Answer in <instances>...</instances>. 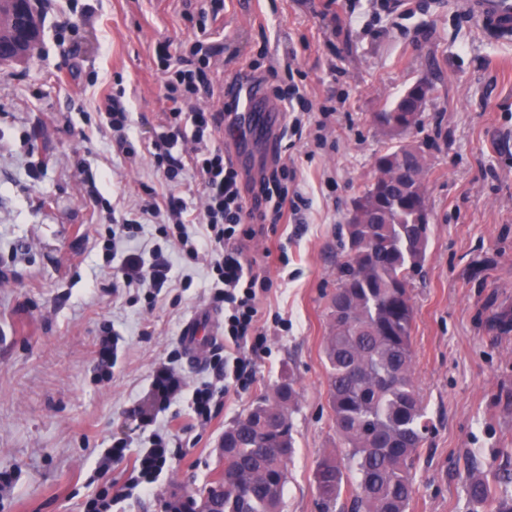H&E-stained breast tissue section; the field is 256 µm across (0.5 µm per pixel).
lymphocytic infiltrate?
I'll return each instance as SVG.
<instances>
[{
	"label": "lymphocytic infiltrate",
	"mask_w": 512,
	"mask_h": 512,
	"mask_svg": "<svg viewBox=\"0 0 512 512\" xmlns=\"http://www.w3.org/2000/svg\"><path fill=\"white\" fill-rule=\"evenodd\" d=\"M211 35L207 24H199L186 55H170L168 43L159 46L161 59L175 61L162 84L163 96L171 107L155 128L148 152L154 169L166 181L168 193L149 190L134 218L109 225L106 235L95 241L104 262L113 267V288L147 289L151 301L169 281L173 263L172 256L159 248L148 254L130 249V242L146 227H153L156 236L170 242L176 256L205 264L213 281L212 303L224 311V351L213 354L208 362L212 380L192 392V409L202 428L212 422L232 387L251 381V356L262 347L255 323L259 296L268 291L270 280L256 271L242 241L254 237L257 226L288 221L285 167L272 165L261 175L258 191H251L220 145L223 110L207 112L198 105L199 94L215 93V80L207 73ZM191 174L200 178L204 188L197 215L189 211L178 193ZM250 195L256 201L252 207L246 204ZM196 222L201 223V231H190V224ZM179 359V353L172 352L155 364L148 399L136 409L148 436L129 470L125 483L129 490H152L170 466L172 433L157 428L156 423L186 387L177 366Z\"/></svg>",
	"instance_id": "f902f5d3"
}]
</instances>
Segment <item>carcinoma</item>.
Wrapping results in <instances>:
<instances>
[{"mask_svg":"<svg viewBox=\"0 0 512 512\" xmlns=\"http://www.w3.org/2000/svg\"><path fill=\"white\" fill-rule=\"evenodd\" d=\"M12 9V0H0V39L10 34ZM408 150L398 145L375 163L399 166ZM356 203L382 216L340 231L344 260L328 304L324 355L329 404L347 448L318 461L314 483L322 512H331L346 491L353 493L352 512H406L415 492L413 462L427 432L413 373L409 292L429 243V226L414 223L426 196L421 184L397 190L378 181ZM299 397L290 374L224 430L223 490L199 491L189 498L191 512H281ZM511 479L471 476V512H512V497L496 492Z\"/></svg>","mask_w":512,"mask_h":512,"instance_id":"1","label":"carcinoma"}]
</instances>
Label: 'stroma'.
Returning <instances> with one entry per match:
<instances>
[{"instance_id": "stroma-1", "label": "stroma", "mask_w": 512, "mask_h": 512, "mask_svg": "<svg viewBox=\"0 0 512 512\" xmlns=\"http://www.w3.org/2000/svg\"><path fill=\"white\" fill-rule=\"evenodd\" d=\"M377 2L346 0V20L335 21L325 0H224L214 24L224 69L262 77L261 106L296 84L331 115L319 136L273 147L307 205L245 243L273 282L259 299L264 344L251 383L200 428L190 391L213 374L180 359L187 391L170 408L183 425L178 455L155 491L117 512H167L172 497L221 486L225 429L290 373L301 399L283 512H321L316 464L344 446L323 353L339 232L376 176V157L402 142L423 153L431 217L411 285L413 371L431 432L407 512H470L471 475L512 474V328L498 324L512 314V42L484 37L462 0H397L388 13ZM208 5L39 0L38 48L0 64V470L16 475L0 512H79L102 448L125 438L139 451L134 410L155 363L181 349L192 314L212 307L202 265L174 259L151 302L145 289H113L92 247L111 222L133 216L146 188L166 190L148 153L166 107L156 46L185 42ZM419 81L434 87L421 123L383 134L375 113ZM109 94L131 113L134 157L100 117ZM106 323L124 343L111 381L97 383Z\"/></svg>"}]
</instances>
